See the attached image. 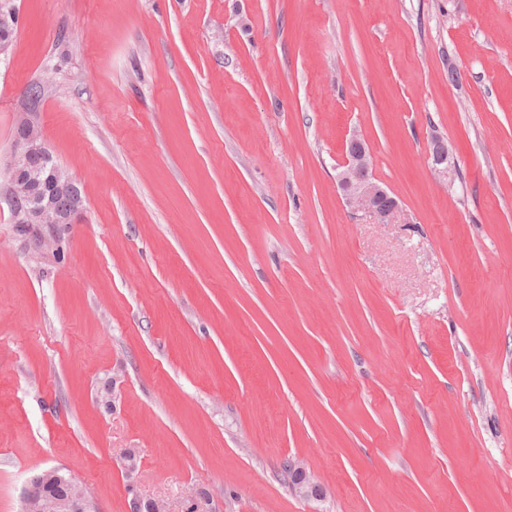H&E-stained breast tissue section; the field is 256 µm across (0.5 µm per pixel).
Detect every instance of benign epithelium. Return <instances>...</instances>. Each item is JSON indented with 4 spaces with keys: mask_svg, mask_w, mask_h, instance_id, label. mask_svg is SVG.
I'll return each mask as SVG.
<instances>
[{
    "mask_svg": "<svg viewBox=\"0 0 512 512\" xmlns=\"http://www.w3.org/2000/svg\"><path fill=\"white\" fill-rule=\"evenodd\" d=\"M452 151L448 143L436 137L431 142L429 160L437 175L451 180L454 171L450 162ZM51 163L47 177L35 170L33 161ZM9 197L18 224H36L41 228H56L72 223L73 216L84 204L78 183L56 163L44 140L41 127L33 112H20L15 122L13 149L8 163ZM336 186L344 205L353 213L386 217L398 208V201L371 173V156L367 144L358 134L345 143L343 162L336 175ZM67 200L66 206L60 200ZM298 480L297 486L305 495L321 494L319 485L310 482L303 468L288 463ZM66 480L71 490L67 496L51 498L45 494L47 484ZM45 503L50 512H94L93 498L86 484L73 475L52 469L32 481L21 496L22 512H34L35 505Z\"/></svg>",
    "mask_w": 512,
    "mask_h": 512,
    "instance_id": "1",
    "label": "benign epithelium"
}]
</instances>
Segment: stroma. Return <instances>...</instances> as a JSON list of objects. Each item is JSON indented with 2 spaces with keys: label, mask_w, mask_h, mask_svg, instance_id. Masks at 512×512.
<instances>
[{
  "label": "stroma",
  "mask_w": 512,
  "mask_h": 512,
  "mask_svg": "<svg viewBox=\"0 0 512 512\" xmlns=\"http://www.w3.org/2000/svg\"><path fill=\"white\" fill-rule=\"evenodd\" d=\"M16 3L0 512L52 468L96 512H512V0ZM32 109L85 200L48 245L8 197ZM355 133L382 221L336 187ZM452 151L448 143L442 138L436 137L431 142L429 160L431 167L437 175L452 180L454 171L450 162Z\"/></svg>",
  "instance_id": "obj_1"
}]
</instances>
